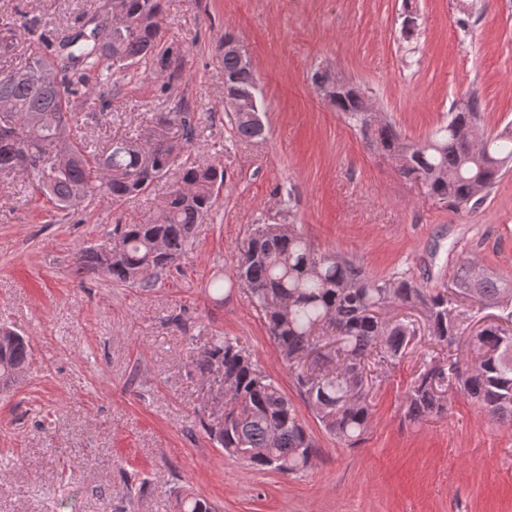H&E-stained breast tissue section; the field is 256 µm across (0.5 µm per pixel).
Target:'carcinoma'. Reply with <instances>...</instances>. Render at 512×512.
Listing matches in <instances>:
<instances>
[{
    "instance_id": "1",
    "label": "carcinoma",
    "mask_w": 512,
    "mask_h": 512,
    "mask_svg": "<svg viewBox=\"0 0 512 512\" xmlns=\"http://www.w3.org/2000/svg\"><path fill=\"white\" fill-rule=\"evenodd\" d=\"M112 10L121 16L119 26L107 22L101 7L92 3L85 11L86 24L60 40L42 35L44 50L38 54L19 50V40L34 32L36 17L21 14L0 29V71L15 73L12 80L0 81V177L33 169L40 195L63 217L85 210L100 193L118 203L151 192L178 166L198 129V117L180 101L158 118L176 128L175 140L125 136L96 150L83 137L66 135L72 112L95 95L89 86L92 74L109 83L148 62L163 79L162 94L182 78L183 58L163 40V0H112ZM219 59L224 93L235 102L229 115L234 136L264 138L266 127L256 121L263 100L255 71L232 51H219ZM331 106L377 153L396 160L401 176H419L440 204L472 208L512 168L509 125L484 137L475 151H462L458 132L480 120L474 98L455 103L448 122L422 142L402 137L389 123L366 128L370 107L358 90ZM21 140L27 143L24 155L13 148ZM179 180L181 186L171 189L143 222L121 224L108 242L81 252L74 273L97 269L117 285L155 287L188 252L196 226L211 212L224 184L225 170L187 166ZM476 266L472 258L460 259L450 286L435 291L405 273L371 275L334 252L316 251L295 225L262 220L248 225L232 277L214 282L212 289L237 286L250 295L316 419L337 440L355 445L372 421L366 393L371 368L394 364L416 336L411 323L376 315L382 306L421 309L439 347L404 395L406 420L419 423L446 413L438 395L446 382L489 417L512 422V334L493 324L480 331L476 343L482 353L471 369H460L451 354L471 318L458 296L467 295ZM474 284L473 304L497 308L512 320V282L485 273ZM31 361L29 340L1 324L0 385L12 384ZM188 375L201 390H213L224 400L223 422L203 421L224 455L282 476L313 465L315 441L290 399L237 339L211 337ZM174 508L216 512L213 503L188 489L177 492Z\"/></svg>"
}]
</instances>
